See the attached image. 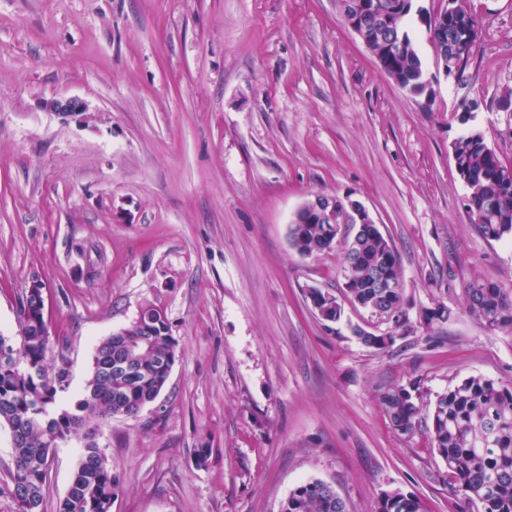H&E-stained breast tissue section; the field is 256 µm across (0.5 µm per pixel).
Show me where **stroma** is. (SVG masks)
<instances>
[{
  "mask_svg": "<svg viewBox=\"0 0 512 512\" xmlns=\"http://www.w3.org/2000/svg\"><path fill=\"white\" fill-rule=\"evenodd\" d=\"M408 19L435 102L401 89L348 26L339 0H0V334L18 297L46 286L52 339L78 399L94 348L148 303L177 341L168 382L136 415L102 425L121 489L112 512H281L299 485L331 484L349 512L384 493L423 512H473L432 446L431 420L393 430L383 391L418 387L425 409L469 376L512 387V331L468 312L474 280L512 285V240L489 241L465 207L453 141L480 131L512 165V0H469L482 23L463 82L443 76L426 17ZM82 101L63 119L47 100ZM478 98L469 123L456 110ZM318 196L370 211L400 258L407 335L350 301L341 245L291 247ZM315 287L342 306L321 320ZM452 311L424 325L436 304ZM81 443L53 458L56 512ZM211 449L205 466L195 451Z\"/></svg>",
  "mask_w": 512,
  "mask_h": 512,
  "instance_id": "obj_1",
  "label": "stroma"
}]
</instances>
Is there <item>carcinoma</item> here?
<instances>
[{
  "mask_svg": "<svg viewBox=\"0 0 512 512\" xmlns=\"http://www.w3.org/2000/svg\"><path fill=\"white\" fill-rule=\"evenodd\" d=\"M387 11L390 25L382 37L367 47L380 61L382 70L397 80L407 93L424 98L429 80L419 49L407 27L412 0H366ZM430 41L443 58L447 73L464 75L474 56L482 29H469L465 49L452 50L449 40L457 35V21L428 20ZM466 180L467 212L488 240L512 237V166L477 133L467 132L452 144ZM299 212L298 239L293 248L311 257L332 244L338 230L313 220L310 207ZM343 272L347 293L360 306L403 323L396 313L403 305L400 261L390 240L375 227H368L343 243ZM388 275L396 288L377 287V277ZM464 292L468 312L487 330L512 329V287L472 281ZM307 298L317 315L328 322L339 320L341 306L336 297L319 288L307 289ZM35 301L21 292L17 309L20 342L12 354H0V428L19 432L12 445V466L7 472L11 496H19L18 512H42L44 489L56 446L71 440L90 423L120 416H133L154 401L168 382L166 362L174 357L177 342L170 325L161 321L160 307L147 304L126 327L101 339L95 347L85 395L74 404L63 401L70 387L69 360L64 349H54L48 321L29 315ZM357 339L367 347L385 349L396 336L359 330ZM417 388L388 389L381 404L394 430L415 431L421 419ZM433 447L448 467L454 491L478 512H512V388L482 376L462 379L436 397L432 413ZM78 461L69 489L57 512H111L120 489L104 449L80 437ZM281 512H348L345 501L330 485L313 479L297 486L282 505ZM379 512H422L420 501L392 492L381 502Z\"/></svg>",
  "mask_w": 512,
  "mask_h": 512,
  "instance_id": "1",
  "label": "carcinoma"
}]
</instances>
